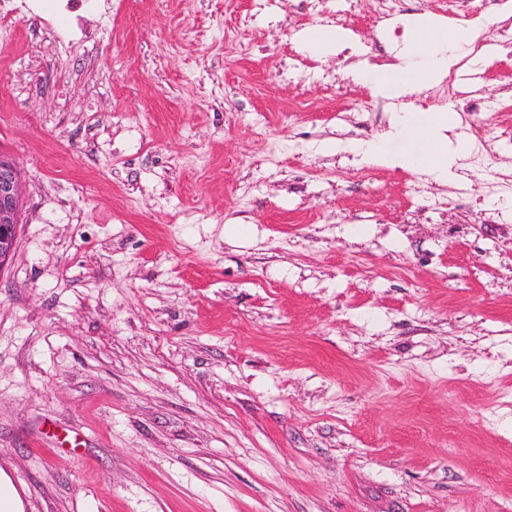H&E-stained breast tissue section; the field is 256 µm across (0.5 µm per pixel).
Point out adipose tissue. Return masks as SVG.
<instances>
[{
	"label": "adipose tissue",
	"instance_id": "ef3b65f1",
	"mask_svg": "<svg viewBox=\"0 0 512 512\" xmlns=\"http://www.w3.org/2000/svg\"><path fill=\"white\" fill-rule=\"evenodd\" d=\"M405 27L406 38L395 52V64L357 73L359 80L386 97L428 87L472 54L477 38L472 25H447L426 14L408 18ZM457 125L458 114L450 107L396 112L385 138L356 142L351 149L365 162L424 171L445 182L456 179L458 160L472 149L469 139L454 136ZM394 138L407 141V148L390 149L387 142Z\"/></svg>",
	"mask_w": 512,
	"mask_h": 512
}]
</instances>
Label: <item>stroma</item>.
Returning a JSON list of instances; mask_svg holds the SVG:
<instances>
[{
    "mask_svg": "<svg viewBox=\"0 0 512 512\" xmlns=\"http://www.w3.org/2000/svg\"><path fill=\"white\" fill-rule=\"evenodd\" d=\"M7 7L0 469L25 512H512V46L451 69L482 155L458 179L348 148L443 93L353 77L395 18L483 40L512 0ZM326 26L357 52L305 50ZM23 182L16 162L0 153V268L13 256L20 226Z\"/></svg>",
    "mask_w": 512,
    "mask_h": 512,
    "instance_id": "obj_1",
    "label": "stroma"
}]
</instances>
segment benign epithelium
Listing matches in <instances>:
<instances>
[{
    "label": "benign epithelium",
    "instance_id": "benign-epithelium-1",
    "mask_svg": "<svg viewBox=\"0 0 512 512\" xmlns=\"http://www.w3.org/2000/svg\"><path fill=\"white\" fill-rule=\"evenodd\" d=\"M23 182L16 162L0 153V268L13 256L20 226Z\"/></svg>",
    "mask_w": 512,
    "mask_h": 512
}]
</instances>
